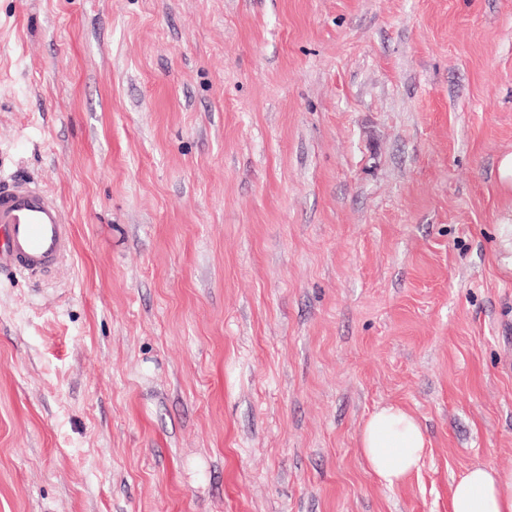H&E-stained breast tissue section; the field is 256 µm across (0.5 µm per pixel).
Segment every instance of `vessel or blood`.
<instances>
[{"instance_id":"1","label":"vessel or blood","mask_w":512,"mask_h":512,"mask_svg":"<svg viewBox=\"0 0 512 512\" xmlns=\"http://www.w3.org/2000/svg\"><path fill=\"white\" fill-rule=\"evenodd\" d=\"M69 244V225L57 198L23 180L0 177V263L21 274H42Z\"/></svg>"}]
</instances>
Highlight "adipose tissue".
<instances>
[{
	"label": "adipose tissue",
	"mask_w": 512,
	"mask_h": 512,
	"mask_svg": "<svg viewBox=\"0 0 512 512\" xmlns=\"http://www.w3.org/2000/svg\"><path fill=\"white\" fill-rule=\"evenodd\" d=\"M427 444L416 416L396 406L375 410L359 433L362 458L390 486L419 467ZM448 508L450 512H512V470L472 465L453 480Z\"/></svg>",
	"instance_id": "obj_1"
}]
</instances>
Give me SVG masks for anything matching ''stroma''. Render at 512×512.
<instances>
[{
    "label": "stroma",
    "mask_w": 512,
    "mask_h": 512,
    "mask_svg": "<svg viewBox=\"0 0 512 512\" xmlns=\"http://www.w3.org/2000/svg\"><path fill=\"white\" fill-rule=\"evenodd\" d=\"M512 0H0V512H448L512 469ZM421 422L389 487L359 432ZM0 263L35 276L50 271L70 244L60 201L21 179L0 177ZM420 421L396 406L375 410L359 433V451L372 472L385 484L402 482L416 470L427 448Z\"/></svg>",
    "instance_id": "obj_1"
}]
</instances>
